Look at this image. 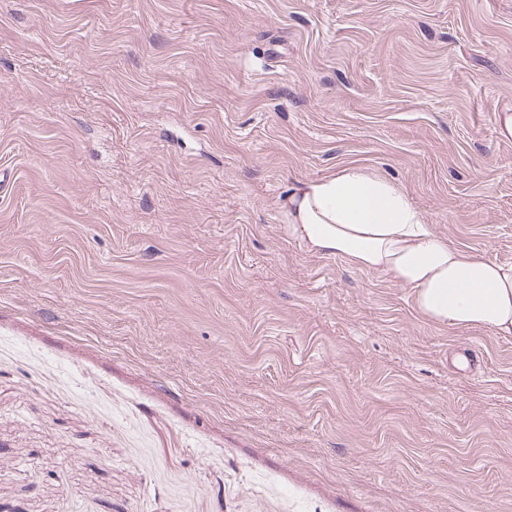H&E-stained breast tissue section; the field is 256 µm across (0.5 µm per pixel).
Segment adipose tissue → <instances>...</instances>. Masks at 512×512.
I'll list each match as a JSON object with an SVG mask.
<instances>
[{
	"label": "adipose tissue",
	"mask_w": 512,
	"mask_h": 512,
	"mask_svg": "<svg viewBox=\"0 0 512 512\" xmlns=\"http://www.w3.org/2000/svg\"><path fill=\"white\" fill-rule=\"evenodd\" d=\"M279 207L286 234L308 253L381 273L425 319L512 336V264L437 234L406 191L383 174L348 164L323 178H300Z\"/></svg>",
	"instance_id": "adipose-tissue-1"
}]
</instances>
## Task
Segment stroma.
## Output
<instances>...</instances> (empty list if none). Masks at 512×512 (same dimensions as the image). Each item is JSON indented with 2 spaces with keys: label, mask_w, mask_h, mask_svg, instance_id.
<instances>
[{
  "label": "stroma",
  "mask_w": 512,
  "mask_h": 512,
  "mask_svg": "<svg viewBox=\"0 0 512 512\" xmlns=\"http://www.w3.org/2000/svg\"><path fill=\"white\" fill-rule=\"evenodd\" d=\"M507 112L512 0H0V512H512V336L279 207L512 263ZM288 238L311 255L339 256L381 273L425 319L454 329L512 336V264L437 234L393 180L348 164L319 179H296L279 200Z\"/></svg>",
  "instance_id": "1"
}]
</instances>
